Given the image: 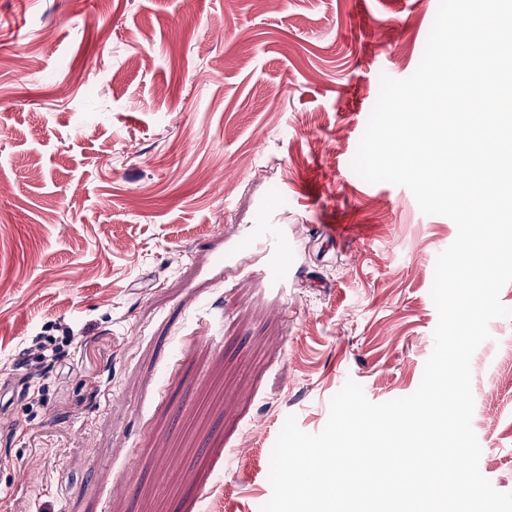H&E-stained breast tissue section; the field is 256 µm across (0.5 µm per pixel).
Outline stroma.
Returning a JSON list of instances; mask_svg holds the SVG:
<instances>
[{"instance_id":"stroma-1","label":"stroma","mask_w":512,"mask_h":512,"mask_svg":"<svg viewBox=\"0 0 512 512\" xmlns=\"http://www.w3.org/2000/svg\"><path fill=\"white\" fill-rule=\"evenodd\" d=\"M438 6L0 0V512H260L288 416L418 388L457 229L351 162ZM261 223L276 258L243 247ZM489 330L472 427L512 492V318Z\"/></svg>"}]
</instances>
